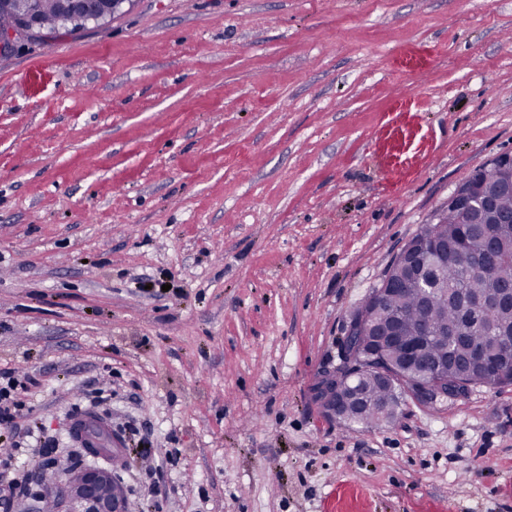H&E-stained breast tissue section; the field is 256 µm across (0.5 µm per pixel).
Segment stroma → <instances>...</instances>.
I'll return each mask as SVG.
<instances>
[{
    "label": "stroma",
    "instance_id": "1",
    "mask_svg": "<svg viewBox=\"0 0 512 512\" xmlns=\"http://www.w3.org/2000/svg\"><path fill=\"white\" fill-rule=\"evenodd\" d=\"M512 155V0H137L0 57V369L57 456L107 390L138 512H512V385L314 400L384 271ZM145 454H137V447Z\"/></svg>",
    "mask_w": 512,
    "mask_h": 512
}]
</instances>
